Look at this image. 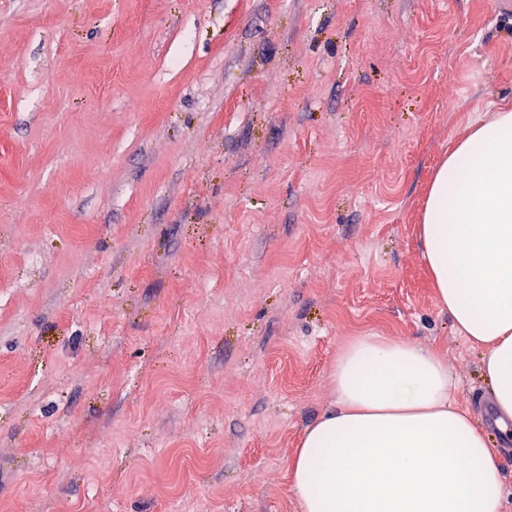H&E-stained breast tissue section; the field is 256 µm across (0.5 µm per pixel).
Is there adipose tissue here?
I'll use <instances>...</instances> for the list:
<instances>
[{
    "instance_id": "obj_1",
    "label": "adipose tissue",
    "mask_w": 512,
    "mask_h": 512,
    "mask_svg": "<svg viewBox=\"0 0 512 512\" xmlns=\"http://www.w3.org/2000/svg\"><path fill=\"white\" fill-rule=\"evenodd\" d=\"M419 239L441 308L485 351L497 425L511 440V105L472 124L437 168ZM331 385L332 405L290 461L300 512H506L499 454L452 397L441 354L356 336Z\"/></svg>"
}]
</instances>
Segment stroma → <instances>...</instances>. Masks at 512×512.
I'll return each mask as SVG.
<instances>
[{
	"instance_id": "stroma-1",
	"label": "stroma",
	"mask_w": 512,
	"mask_h": 512,
	"mask_svg": "<svg viewBox=\"0 0 512 512\" xmlns=\"http://www.w3.org/2000/svg\"><path fill=\"white\" fill-rule=\"evenodd\" d=\"M512 0H0V512H299L352 337L481 352L418 229Z\"/></svg>"
}]
</instances>
